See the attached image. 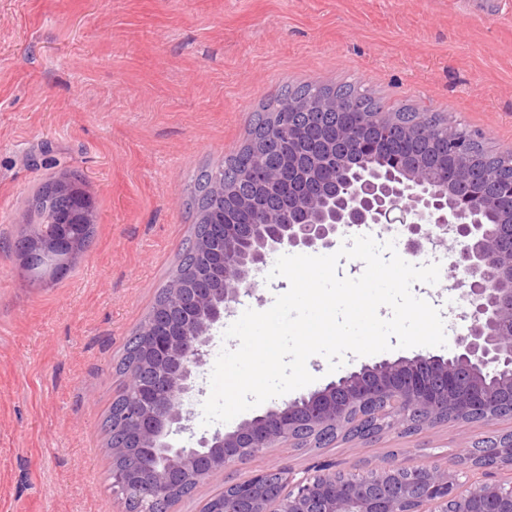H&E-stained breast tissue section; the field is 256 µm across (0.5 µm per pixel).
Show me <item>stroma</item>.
Here are the masks:
<instances>
[{
  "instance_id": "35a3bbf8",
  "label": "stroma",
  "mask_w": 512,
  "mask_h": 512,
  "mask_svg": "<svg viewBox=\"0 0 512 512\" xmlns=\"http://www.w3.org/2000/svg\"><path fill=\"white\" fill-rule=\"evenodd\" d=\"M306 82L351 83L512 150V0H0V512H123L103 422L124 345L193 230L187 189L283 85ZM65 171L86 182L92 242L60 280L32 281L18 216ZM412 291L461 325L448 265ZM510 431L506 416L271 448L172 512H200L251 469L442 465Z\"/></svg>"
}]
</instances>
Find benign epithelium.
Wrapping results in <instances>:
<instances>
[{
	"label": "benign epithelium",
	"instance_id": "7a95c632",
	"mask_svg": "<svg viewBox=\"0 0 512 512\" xmlns=\"http://www.w3.org/2000/svg\"><path fill=\"white\" fill-rule=\"evenodd\" d=\"M343 106L327 96L284 105L304 113L307 123L288 125L284 150L281 126L272 121L257 152L275 146L279 155L288 152V163L264 166L246 188L240 179L216 188L254 217L252 224L209 225L224 241L219 251L205 240L198 244L224 287L189 276L140 332L143 360L128 382L139 404L121 420L132 442L112 449V496L136 505V512H168L163 504L171 489L196 487L268 448L295 446L300 435L329 429L365 441L407 428L415 414L424 417L422 430L445 417L462 425L490 422L512 404V184L505 187L493 171L472 165L471 143L481 139L472 133L455 141L454 163L442 162L431 181L422 157L393 149L427 136V119L396 127L390 113L379 112L381 136L355 141L350 129L330 127ZM396 223L409 254L432 241L451 244L450 268L462 275L467 302L451 354L383 359L230 431L203 436L194 447L171 442L188 430L213 330L241 297L256 292L268 253H317L348 227ZM504 467L512 472V431L491 438L477 457L458 456L445 466L386 463L361 474L328 467L297 473L286 464L255 470L224 484L208 512H512V478L492 475Z\"/></svg>",
	"mask_w": 512,
	"mask_h": 512
}]
</instances>
